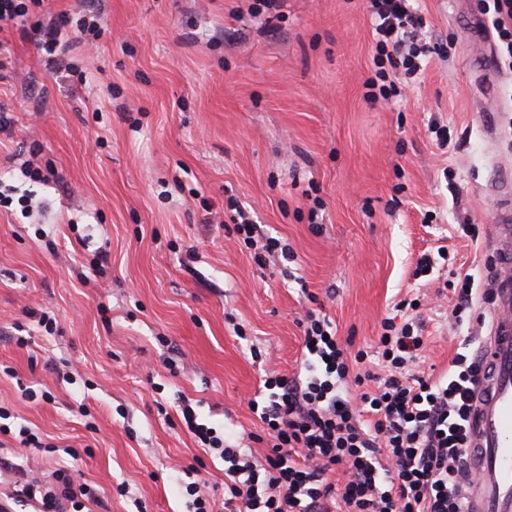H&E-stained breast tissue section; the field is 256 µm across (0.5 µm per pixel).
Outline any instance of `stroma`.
I'll list each match as a JSON object with an SVG mask.
<instances>
[{
	"mask_svg": "<svg viewBox=\"0 0 512 512\" xmlns=\"http://www.w3.org/2000/svg\"><path fill=\"white\" fill-rule=\"evenodd\" d=\"M252 3L106 0L82 84L0 30V484L55 483L53 453L15 449L27 426L74 448L100 499L78 512H186L191 475L224 512V463L180 406L263 457L249 401L266 373H300L306 311L369 352L394 304L420 299L417 370L437 377L485 334L486 298L460 324L444 286L486 281L512 195V69L471 33L478 0H414L425 42L452 48L388 99L367 95L365 0H284L269 22ZM234 200L287 255L256 262ZM442 247L446 268L415 277Z\"/></svg>",
	"mask_w": 512,
	"mask_h": 512,
	"instance_id": "35a3bbf8",
	"label": "stroma"
}]
</instances>
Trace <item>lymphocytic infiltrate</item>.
Instances as JSON below:
<instances>
[{
  "mask_svg": "<svg viewBox=\"0 0 512 512\" xmlns=\"http://www.w3.org/2000/svg\"><path fill=\"white\" fill-rule=\"evenodd\" d=\"M479 11L497 35L498 59L512 64V0H479ZM367 12L376 53L388 64L368 87L392 72L414 76L422 16L410 0H369ZM100 20L94 7L75 20L33 24L53 73L75 75L72 48L93 41ZM306 319L303 376H268L263 399L250 402L270 438L264 459L225 444L214 428L198 422L191 406L182 409L188 430L224 462V512H467L479 355L455 353L447 375L418 376L411 368L422 335L413 323L388 317L379 336L385 375L354 377L350 364L363 362L364 352L349 354L315 312ZM336 471L345 474L343 484L330 481Z\"/></svg>",
  "mask_w": 512,
  "mask_h": 512,
  "instance_id": "1",
  "label": "lymphocytic infiltrate"
}]
</instances>
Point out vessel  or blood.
<instances>
[{
    "label": "vessel or blood",
    "mask_w": 512,
    "mask_h": 512,
    "mask_svg": "<svg viewBox=\"0 0 512 512\" xmlns=\"http://www.w3.org/2000/svg\"><path fill=\"white\" fill-rule=\"evenodd\" d=\"M494 259L486 370L474 387L471 448L477 477L467 488L468 512H512V202L502 201L490 228Z\"/></svg>",
    "instance_id": "b4317fda"
}]
</instances>
